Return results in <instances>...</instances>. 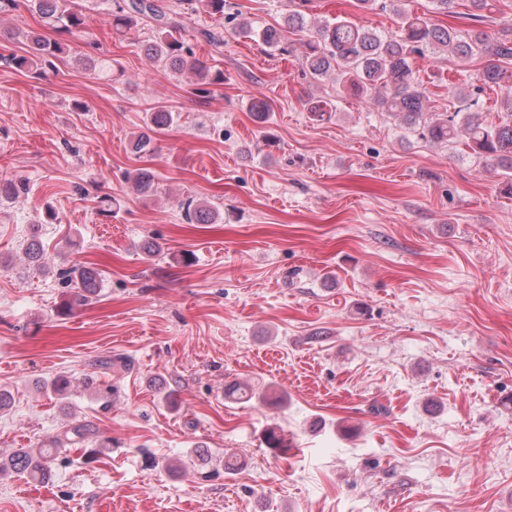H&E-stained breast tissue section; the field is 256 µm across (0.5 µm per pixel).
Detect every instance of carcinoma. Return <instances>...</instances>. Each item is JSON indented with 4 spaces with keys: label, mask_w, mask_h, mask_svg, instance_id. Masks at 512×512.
<instances>
[{
    "label": "carcinoma",
    "mask_w": 512,
    "mask_h": 512,
    "mask_svg": "<svg viewBox=\"0 0 512 512\" xmlns=\"http://www.w3.org/2000/svg\"><path fill=\"white\" fill-rule=\"evenodd\" d=\"M45 22L59 32L74 36L85 32L86 17L75 8V0H30ZM116 11L112 24L116 31L125 32L149 19L159 30L157 39L143 45L146 56L168 65L176 74L190 69L198 77L201 88L224 82L221 73L211 74L206 63L197 59L193 48L183 38L184 24L181 14L165 13L156 0H113ZM308 0H289L288 14L281 28H267L259 33L262 43L271 50L288 53V33L303 31L307 17L302 10ZM186 13L224 16L226 0H181ZM399 18L400 32L387 36L351 19L336 17L323 20L302 45L300 62L311 78L331 77L342 90L358 99L367 108L391 112L402 118L420 139L433 144H460L468 155L496 170L501 184L512 190V95L504 100L505 111L493 122L480 112V94L487 89L512 83V72L502 64L512 61V23L492 30H461L439 27L426 15L412 13L405 8L394 9ZM70 52L65 42H49L32 35L26 54L12 55L6 64L18 72L44 74L55 68L54 60ZM448 53L465 63L479 57L485 66L476 74L477 84L469 90L448 88V95L456 98L460 106L454 112L438 117L426 116V101L430 90L413 69L414 56L425 57ZM175 113L165 105H155L148 112L144 130L134 135L132 149L138 153L153 150L151 133L169 127ZM136 193L143 197L157 192L156 176L147 169H137L127 176ZM184 217L191 224H214L222 220L211 205L201 199L188 198L184 203ZM28 265L38 269L48 267L49 257L38 237L33 235L23 248ZM63 283L75 284L66 307L72 308L92 300L104 285L100 271L82 265L62 269L58 273ZM275 392L268 384H240L224 386V399L233 402L267 400ZM93 438L90 425L74 423L49 438L37 448H23L15 452L0 466V475L6 473L45 476L49 462L67 448H83ZM267 447L287 453L292 438L281 429L269 428L264 433Z\"/></svg>",
    "instance_id": "carcinoma-1"
}]
</instances>
